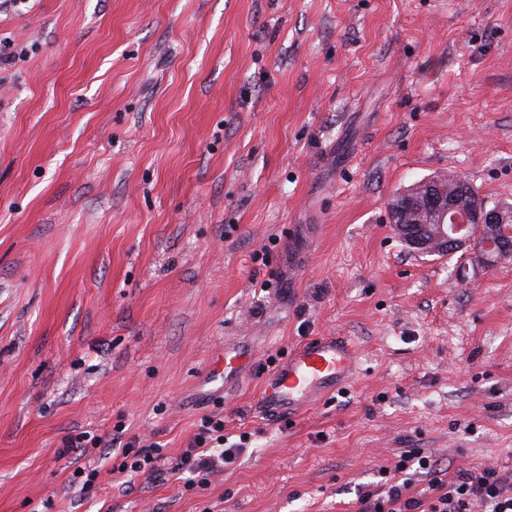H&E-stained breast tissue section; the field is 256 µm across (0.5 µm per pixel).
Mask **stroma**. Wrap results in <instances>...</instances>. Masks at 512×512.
Masks as SVG:
<instances>
[{"label": "stroma", "instance_id": "1", "mask_svg": "<svg viewBox=\"0 0 512 512\" xmlns=\"http://www.w3.org/2000/svg\"><path fill=\"white\" fill-rule=\"evenodd\" d=\"M448 172L512 206V0L0 8V512H357L411 448L511 471L512 260L391 223ZM319 336L355 378L260 414ZM207 415L246 450L190 489ZM134 436L165 479L118 472ZM248 364L247 358L241 354L218 353L212 357L209 364L210 378L215 381L220 377L225 381L229 376L243 373L248 368Z\"/></svg>", "mask_w": 512, "mask_h": 512}]
</instances>
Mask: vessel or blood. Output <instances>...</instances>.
<instances>
[{
  "instance_id": "b4317fda",
  "label": "vessel or blood",
  "mask_w": 512,
  "mask_h": 512,
  "mask_svg": "<svg viewBox=\"0 0 512 512\" xmlns=\"http://www.w3.org/2000/svg\"><path fill=\"white\" fill-rule=\"evenodd\" d=\"M357 365L348 343L333 336L314 338L297 347L266 377L259 407L270 416L282 413L347 383L356 375ZM209 367L211 379H225L243 373L248 360L238 353L222 352L212 357Z\"/></svg>"
}]
</instances>
